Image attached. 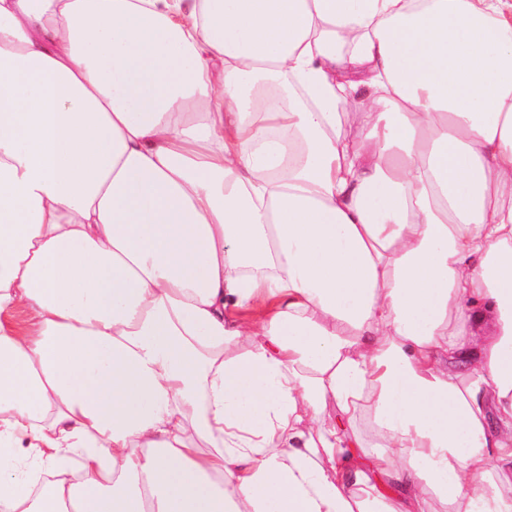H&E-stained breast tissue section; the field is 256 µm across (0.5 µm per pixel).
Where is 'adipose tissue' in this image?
<instances>
[{
    "label": "adipose tissue",
    "mask_w": 512,
    "mask_h": 512,
    "mask_svg": "<svg viewBox=\"0 0 512 512\" xmlns=\"http://www.w3.org/2000/svg\"><path fill=\"white\" fill-rule=\"evenodd\" d=\"M510 481L512 0H0V512Z\"/></svg>",
    "instance_id": "1"
}]
</instances>
